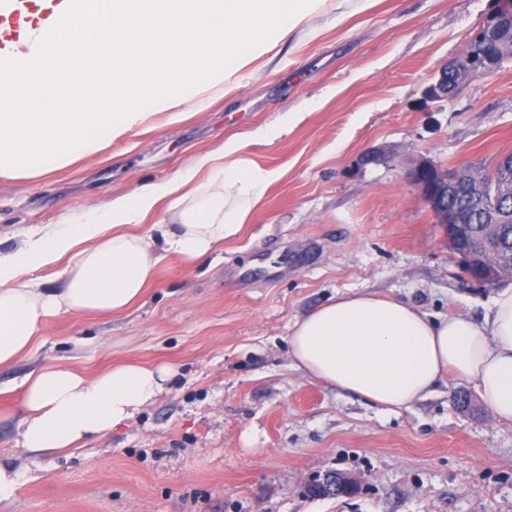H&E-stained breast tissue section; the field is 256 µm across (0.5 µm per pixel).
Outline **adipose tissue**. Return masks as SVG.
<instances>
[{"label":"adipose tissue","instance_id":"1","mask_svg":"<svg viewBox=\"0 0 512 512\" xmlns=\"http://www.w3.org/2000/svg\"><path fill=\"white\" fill-rule=\"evenodd\" d=\"M325 0H0V168L43 171L97 150L172 100L246 68ZM238 136L171 178L112 197L74 219L42 224L0 253V366L23 357L42 324L65 315H119L140 301L167 255L188 267L236 237L276 180ZM174 211L175 224L159 221ZM58 267L59 287L39 271ZM292 366L306 378L409 408L454 378L492 418L512 425V286L482 322L434 316L401 299L354 293L295 322ZM174 371L137 362L95 373L65 365L30 372L20 400L22 451L63 453L138 415Z\"/></svg>","mask_w":512,"mask_h":512}]
</instances>
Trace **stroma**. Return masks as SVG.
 I'll return each instance as SVG.
<instances>
[{
	"label": "stroma",
	"mask_w": 512,
	"mask_h": 512,
	"mask_svg": "<svg viewBox=\"0 0 512 512\" xmlns=\"http://www.w3.org/2000/svg\"><path fill=\"white\" fill-rule=\"evenodd\" d=\"M339 3L207 90L202 113L174 122L163 111L44 173L0 172L4 252L31 227L167 179L233 134L278 174L241 233L197 269L167 257L138 305L49 319L33 353L0 368V455L21 473L0 512H512V426L496 423L473 387L450 378L385 412L308 380L287 356L294 323L343 294L479 322L512 286L462 277L408 179L422 159L480 165L512 153V59L452 98L425 94L497 0H380L341 26ZM290 112L305 118L253 141ZM50 361L90 373L166 364L176 376L85 447L17 452L20 384ZM332 470L356 478L357 493L311 497L307 483Z\"/></svg>",
	"instance_id": "1"
}]
</instances>
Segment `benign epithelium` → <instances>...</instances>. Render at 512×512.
Returning a JSON list of instances; mask_svg holds the SVG:
<instances>
[{
  "instance_id": "1",
  "label": "benign epithelium",
  "mask_w": 512,
  "mask_h": 512,
  "mask_svg": "<svg viewBox=\"0 0 512 512\" xmlns=\"http://www.w3.org/2000/svg\"><path fill=\"white\" fill-rule=\"evenodd\" d=\"M478 41H490L495 54L472 55L465 66L455 60L446 65L426 93L435 99H447L457 87L478 73L490 72L512 58V0H499L496 15L476 35ZM412 185L443 225L448 243L465 251L477 263L479 274L470 278L493 283L501 274L512 272V252L504 254L500 244L512 229V154L498 157L492 171L481 176L466 167H442L429 160L415 163L409 172ZM357 483L335 471L312 479L307 490L319 495L342 489H355Z\"/></svg>"
}]
</instances>
